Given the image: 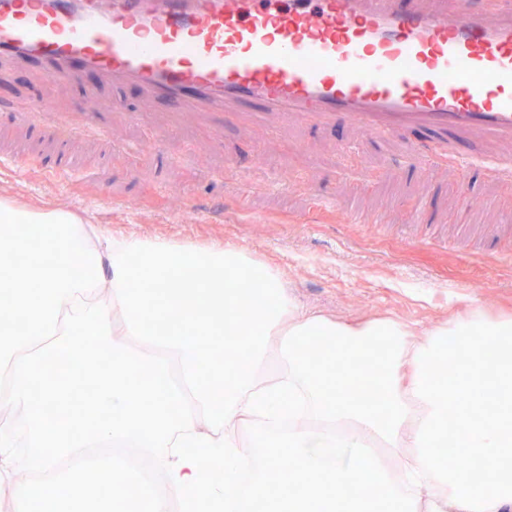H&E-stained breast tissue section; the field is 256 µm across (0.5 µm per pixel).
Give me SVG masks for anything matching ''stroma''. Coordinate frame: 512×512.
Returning <instances> with one entry per match:
<instances>
[{
    "instance_id": "35a3bbf8",
    "label": "stroma",
    "mask_w": 512,
    "mask_h": 512,
    "mask_svg": "<svg viewBox=\"0 0 512 512\" xmlns=\"http://www.w3.org/2000/svg\"><path fill=\"white\" fill-rule=\"evenodd\" d=\"M111 94L96 75L84 73L59 86L56 100L87 111ZM120 96L148 124H129L116 112L110 137L69 142L70 173L63 181L42 168L56 151L51 138L0 123V149L25 153L29 161L22 169L0 167V200L69 211L103 234L246 249L282 269L299 302L343 321L380 315L431 328L473 301L489 314L512 315V185L470 173L476 198L466 204L454 176L441 170L427 201L405 159L387 153L372 133L357 137L339 123L325 130L297 125L271 136L228 121L218 150L195 129L166 132V102L133 88ZM154 140L164 141V152L136 156L138 146ZM349 140L357 150L340 160L338 148ZM230 164L235 176L228 182ZM345 167L364 169L366 185L346 179ZM288 179L294 189L268 187ZM351 209L365 223H345ZM422 209L432 223L450 228L498 225L501 258L478 252L465 258L462 242L412 246L375 230V222L396 226Z\"/></svg>"
}]
</instances>
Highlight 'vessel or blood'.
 <instances>
[{
    "label": "vessel or blood",
    "instance_id": "vessel-or-blood-1",
    "mask_svg": "<svg viewBox=\"0 0 512 512\" xmlns=\"http://www.w3.org/2000/svg\"><path fill=\"white\" fill-rule=\"evenodd\" d=\"M0 0V68L31 66L32 100L0 115L66 137H106L119 98L58 108L55 84L92 70L213 127L247 121L373 131L424 179L482 163L512 182V0ZM417 127L426 147L400 138ZM400 233L438 240L411 215Z\"/></svg>",
    "mask_w": 512,
    "mask_h": 512
}]
</instances>
